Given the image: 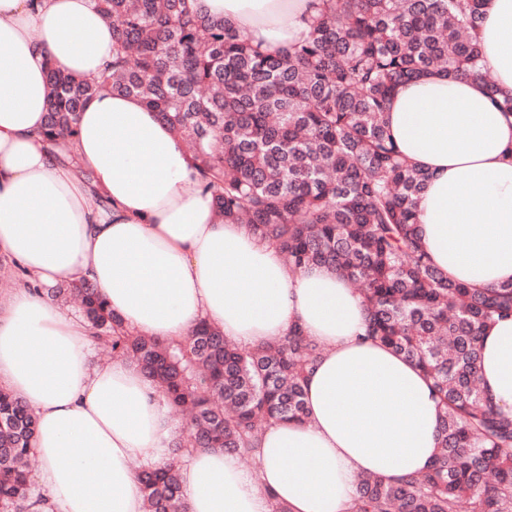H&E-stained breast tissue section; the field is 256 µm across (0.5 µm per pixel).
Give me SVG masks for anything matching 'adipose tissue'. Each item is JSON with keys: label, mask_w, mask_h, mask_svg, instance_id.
Instances as JSON below:
<instances>
[{"label": "adipose tissue", "mask_w": 512, "mask_h": 512, "mask_svg": "<svg viewBox=\"0 0 512 512\" xmlns=\"http://www.w3.org/2000/svg\"><path fill=\"white\" fill-rule=\"evenodd\" d=\"M252 44L309 37L322 0H196ZM476 39L512 92V0H488ZM112 58L93 0H0V253L23 282L0 295V385L38 420L42 496L27 512H143L132 461L164 465L175 426L154 385L123 361L90 365L80 318L45 291L88 280L124 326L180 341L200 322L240 345L293 328L327 344L310 373L305 423L269 426L254 484L236 454L197 450L181 482L188 512H351L357 478L425 471L439 408L421 370L365 336L362 297L336 272L289 273L275 249L215 212L183 142L139 100L104 92L75 139L47 145L46 66L82 76ZM430 179L416 199L425 249L473 288L512 283V114L480 81L443 72L401 85L385 116ZM77 155L80 164L66 163ZM92 172L87 185L81 169ZM107 204L95 206L91 187ZM479 382L512 415V317L483 331Z\"/></svg>", "instance_id": "obj_1"}]
</instances>
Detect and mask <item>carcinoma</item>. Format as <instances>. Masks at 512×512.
Instances as JSON below:
<instances>
[{
	"instance_id": "cac0c4a2",
	"label": "carcinoma",
	"mask_w": 512,
	"mask_h": 512,
	"mask_svg": "<svg viewBox=\"0 0 512 512\" xmlns=\"http://www.w3.org/2000/svg\"><path fill=\"white\" fill-rule=\"evenodd\" d=\"M112 61L91 77L47 64L43 137L75 138L95 95L132 96L187 145L226 224H244L293 274L326 265L367 305V337L413 362L440 411L437 457L396 481L362 475L352 512H512V417L479 383L481 331L512 316V284L480 290L434 267L418 231L428 173L388 134L395 89L429 71L478 79L512 113L474 34L487 0H323L309 38L264 51L195 0H95ZM80 300L93 339L132 361L168 406L189 411L173 451L253 459L274 422H303L305 380L324 343L294 329L242 347L204 322L169 344L126 329L89 282L46 289ZM37 437L32 409L0 387V512H26ZM144 512H187L172 465L137 474Z\"/></svg>"
}]
</instances>
